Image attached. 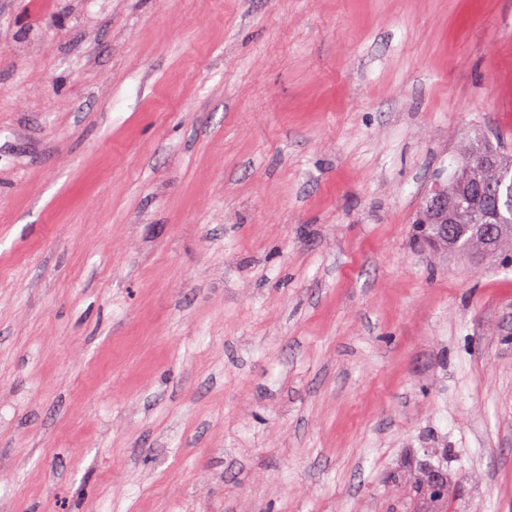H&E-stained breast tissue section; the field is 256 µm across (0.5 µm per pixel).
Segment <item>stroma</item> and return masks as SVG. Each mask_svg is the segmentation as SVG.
I'll return each mask as SVG.
<instances>
[{
  "label": "stroma",
  "instance_id": "1",
  "mask_svg": "<svg viewBox=\"0 0 512 512\" xmlns=\"http://www.w3.org/2000/svg\"><path fill=\"white\" fill-rule=\"evenodd\" d=\"M512 154V0H0V512H512V265L416 220ZM463 155L460 159L463 162L458 168L454 177L448 182V185L454 183H467L471 180H492L499 178L512 181V159L509 155L490 149L486 142L479 136L469 139L462 148ZM474 158V165L464 166L468 159ZM489 157L493 160L492 165L483 166L479 164V158Z\"/></svg>",
  "mask_w": 512,
  "mask_h": 512
}]
</instances>
